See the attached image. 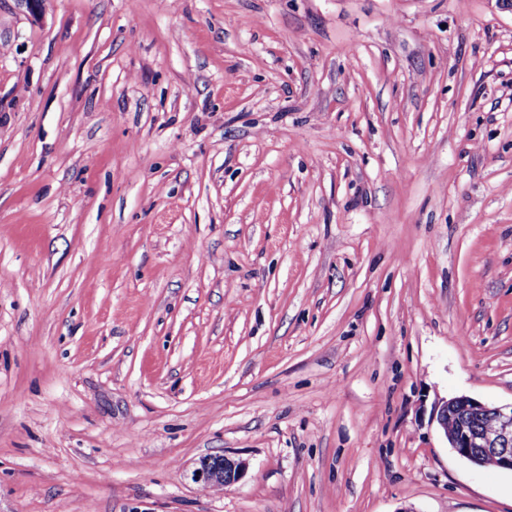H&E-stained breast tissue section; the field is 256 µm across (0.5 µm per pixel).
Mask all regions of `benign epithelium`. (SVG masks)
I'll list each match as a JSON object with an SVG mask.
<instances>
[{
	"label": "benign epithelium",
	"mask_w": 512,
	"mask_h": 512,
	"mask_svg": "<svg viewBox=\"0 0 512 512\" xmlns=\"http://www.w3.org/2000/svg\"><path fill=\"white\" fill-rule=\"evenodd\" d=\"M459 408L466 415L491 412L495 427L490 432H482L469 424L467 418L458 420L455 427H448L445 417L448 409ZM433 420L451 448L462 458L474 465H482V460L473 453L475 448H484L500 470L512 472V404L491 406L479 400L461 396L453 399H439L434 403ZM246 471V463L227 456L215 455L199 460L192 473V479L209 487H223L239 481Z\"/></svg>",
	"instance_id": "benign-epithelium-1"
}]
</instances>
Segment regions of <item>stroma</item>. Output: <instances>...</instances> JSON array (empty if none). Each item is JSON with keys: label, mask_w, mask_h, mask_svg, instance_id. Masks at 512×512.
I'll return each mask as SVG.
<instances>
[{"label": "stroma", "mask_w": 512, "mask_h": 512, "mask_svg": "<svg viewBox=\"0 0 512 512\" xmlns=\"http://www.w3.org/2000/svg\"><path fill=\"white\" fill-rule=\"evenodd\" d=\"M458 396L512 403V10L0 0V512H512ZM246 471V463L233 460L227 456L215 455L199 460L192 473L195 482H202L208 487H224L238 482ZM230 475V477H227Z\"/></svg>", "instance_id": "1"}]
</instances>
